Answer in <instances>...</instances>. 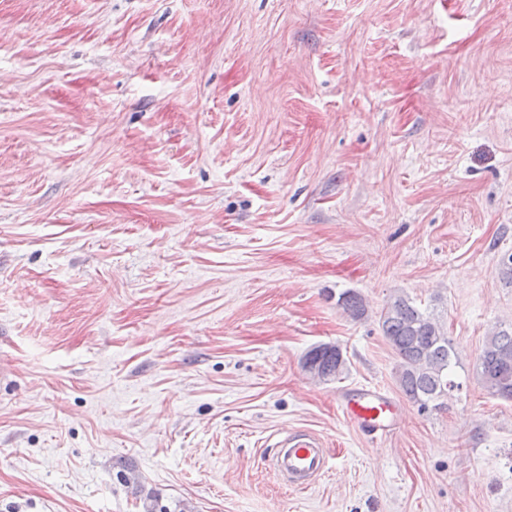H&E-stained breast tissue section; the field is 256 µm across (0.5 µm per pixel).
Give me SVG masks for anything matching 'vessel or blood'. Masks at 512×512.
<instances>
[{
    "instance_id": "obj_1",
    "label": "vessel or blood",
    "mask_w": 512,
    "mask_h": 512,
    "mask_svg": "<svg viewBox=\"0 0 512 512\" xmlns=\"http://www.w3.org/2000/svg\"><path fill=\"white\" fill-rule=\"evenodd\" d=\"M342 412L359 428L376 436L389 433L395 423L396 404L378 390H354L336 398ZM270 464L289 487L303 490L324 472L331 459L329 448L317 436L307 433L286 435Z\"/></svg>"
}]
</instances>
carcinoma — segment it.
<instances>
[{
	"mask_svg": "<svg viewBox=\"0 0 512 512\" xmlns=\"http://www.w3.org/2000/svg\"><path fill=\"white\" fill-rule=\"evenodd\" d=\"M339 304L354 319L365 315L363 299L354 291L342 293ZM379 323L398 358L397 382L409 401L426 409L457 387L450 379L455 366L452 343L433 313L402 294L383 309ZM305 367L328 381L343 375L346 361L339 347L319 346L310 351ZM476 371L490 395L512 400V327L497 328L486 337Z\"/></svg>",
	"mask_w": 512,
	"mask_h": 512,
	"instance_id": "obj_1",
	"label": "carcinoma"
}]
</instances>
